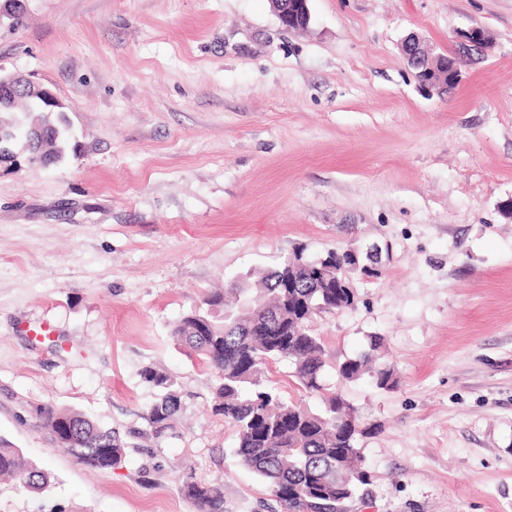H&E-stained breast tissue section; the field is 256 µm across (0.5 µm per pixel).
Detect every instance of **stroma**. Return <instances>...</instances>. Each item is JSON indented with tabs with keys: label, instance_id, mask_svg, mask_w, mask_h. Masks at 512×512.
<instances>
[{
	"label": "stroma",
	"instance_id": "stroma-1",
	"mask_svg": "<svg viewBox=\"0 0 512 512\" xmlns=\"http://www.w3.org/2000/svg\"><path fill=\"white\" fill-rule=\"evenodd\" d=\"M310 10L303 31L270 0H24L0 21V72L49 88L71 137L54 166L0 165V439L52 483L37 501L0 481V512H195L186 472L224 512H281L172 329L253 270L350 244L379 247L381 277L308 323L327 390L379 427L350 512H512V0ZM473 26L488 48L452 92L423 91L404 39L445 53ZM373 335L389 391L336 375ZM149 366L177 382L176 427L114 467L77 463L31 413L147 429ZM265 376L285 401L322 403L289 361ZM181 492L193 502L198 512H224V497L212 484L188 476L182 481Z\"/></svg>",
	"mask_w": 512,
	"mask_h": 512
}]
</instances>
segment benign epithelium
Instances as JSON below:
<instances>
[{
    "instance_id": "benign-epithelium-1",
    "label": "benign epithelium",
    "mask_w": 512,
    "mask_h": 512,
    "mask_svg": "<svg viewBox=\"0 0 512 512\" xmlns=\"http://www.w3.org/2000/svg\"><path fill=\"white\" fill-rule=\"evenodd\" d=\"M271 3L281 24L287 29H303L308 26L309 0H271ZM489 41L490 35L480 27L461 29L456 32L455 55L464 57L481 51ZM402 52L420 87L443 93L451 91L456 85L460 77L458 65L421 37L415 34L407 37L402 44ZM20 97L37 99L52 112L62 108L61 102L50 89L20 74H0V99L8 101Z\"/></svg>"
}]
</instances>
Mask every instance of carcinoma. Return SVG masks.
Wrapping results in <instances>:
<instances>
[{"label":"carcinoma","instance_id":"obj_1","mask_svg":"<svg viewBox=\"0 0 512 512\" xmlns=\"http://www.w3.org/2000/svg\"><path fill=\"white\" fill-rule=\"evenodd\" d=\"M42 113L50 153L63 159L69 148L61 114L33 103L20 101L14 107H0V143L14 152L23 141L26 153L31 144L17 133L28 124V115ZM346 258L336 249L324 258L306 262L308 274L294 288L280 285L288 264L283 260L273 269L252 274L259 288L237 283L234 305L224 304L220 293L205 296L204 309L184 314L173 329V337L188 346L215 376V412L224 416L237 432L233 454L240 463L261 477L283 512H348V503L364 495L370 482L360 442L376 433L377 427L361 421L344 399L332 396L324 408L313 411L283 401L265 385L264 367L283 357L292 361L294 377L302 390L323 389L326 365L320 337L303 329L289 332L305 304H323L333 313L352 307L353 294L336 287V281L319 277L318 268L329 261L341 268ZM369 351L343 360L337 368L346 382L369 375L376 387L389 390L397 385L394 369L376 362L383 339L370 336ZM143 379L161 391L147 409L153 436L160 438L175 428L181 410L175 381L153 367L141 371ZM35 415L43 421L52 441L68 442L70 454L91 468H112L131 447L121 434L97 425L75 411H58L51 405H36ZM33 477L26 490L42 495L50 486L47 469L24 460L19 449L0 441V476ZM181 492L197 512H224V497L212 484L192 476L183 479Z\"/></svg>","mask_w":512,"mask_h":512}]
</instances>
